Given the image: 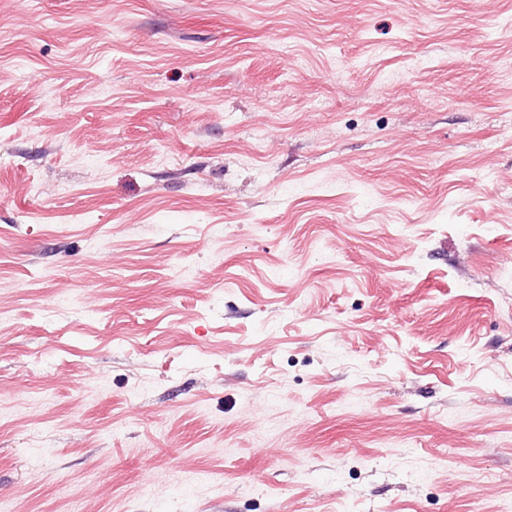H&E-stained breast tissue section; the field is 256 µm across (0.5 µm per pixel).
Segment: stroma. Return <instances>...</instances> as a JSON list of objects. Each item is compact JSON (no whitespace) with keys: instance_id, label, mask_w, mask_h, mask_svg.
Masks as SVG:
<instances>
[{"instance_id":"35a3bbf8","label":"stroma","mask_w":512,"mask_h":512,"mask_svg":"<svg viewBox=\"0 0 512 512\" xmlns=\"http://www.w3.org/2000/svg\"><path fill=\"white\" fill-rule=\"evenodd\" d=\"M512 504V0H0V512Z\"/></svg>"}]
</instances>
